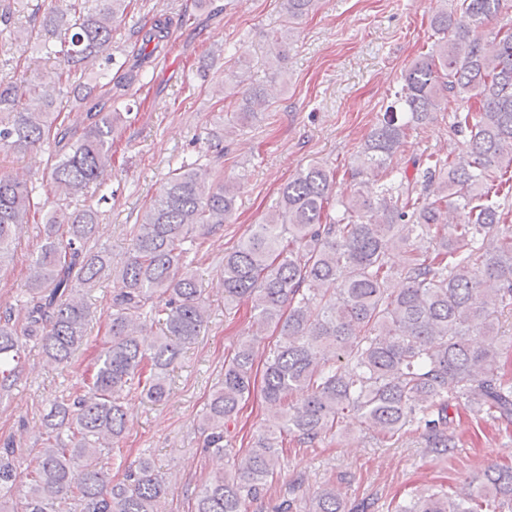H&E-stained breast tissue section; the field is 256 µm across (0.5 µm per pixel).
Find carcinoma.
<instances>
[{
    "label": "carcinoma",
    "mask_w": 512,
    "mask_h": 512,
    "mask_svg": "<svg viewBox=\"0 0 512 512\" xmlns=\"http://www.w3.org/2000/svg\"><path fill=\"white\" fill-rule=\"evenodd\" d=\"M0 0V54L23 41L54 61L26 77L0 79V152L47 145L50 184L63 194L42 219L41 245L26 267L25 288L0 309V393L21 373V351L33 342L67 368L88 344L92 311L84 299L112 276L96 236L103 212L88 203L91 186L112 168L114 133L125 122L117 107L95 103L82 131L61 120L64 101L88 100L73 72L104 61L94 81L110 78L112 31L130 0H40L29 26H14L15 4ZM318 0H280L290 26L269 35L275 61L286 57L291 24ZM507 0H459L436 12V39L402 75L403 84L378 116L348 169L351 195L332 203L336 168L312 160L279 189L275 205L224 254V306L250 305L255 335L271 331L274 345L256 384L253 341L239 343L224 363L199 418L205 451L228 454L225 432L255 392L266 417L252 448L233 455L234 473L210 477L191 512H249L281 469L288 438L314 447L335 435L341 420L358 415L378 438H423L429 452L452 456L458 438L448 431L450 402L471 412L512 422V382L500 364L512 352L498 315L512 309V210L503 186L512 181V31L487 38L480 28ZM136 67L168 37L158 19L134 25ZM267 91L253 86L213 136L214 158L224 142L268 106ZM462 138V149L442 157L413 154L412 169L391 166L414 132L434 119L440 104ZM384 182L376 193L366 180ZM244 176L199 160L181 159L144 207L129 243L105 318L102 347L82 382L53 400L43 419L39 447L23 456L12 442L0 446V512H161L170 481L147 459L110 479L106 465L126 428L124 396L138 392L161 402L168 373L184 346L208 324L196 273L198 233L234 214ZM459 221L448 224V207ZM38 211L33 190L0 172V272L14 261L18 228ZM430 240L418 252L413 241ZM406 253L402 266L389 262ZM162 335L147 341L146 327ZM304 478L288 483L275 512H369L354 509L335 483L311 492ZM394 512H512V466H490L450 495L416 491Z\"/></svg>",
    "instance_id": "1"
}]
</instances>
